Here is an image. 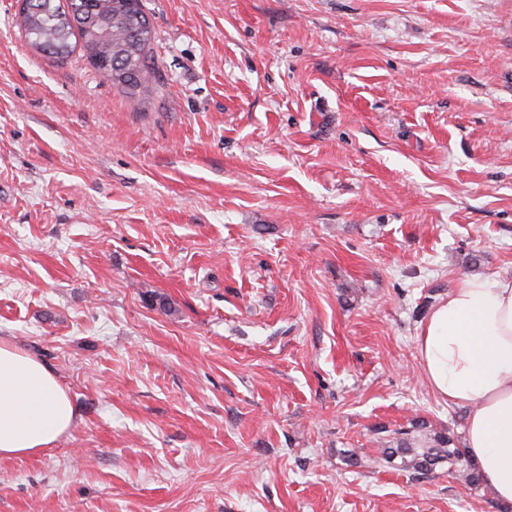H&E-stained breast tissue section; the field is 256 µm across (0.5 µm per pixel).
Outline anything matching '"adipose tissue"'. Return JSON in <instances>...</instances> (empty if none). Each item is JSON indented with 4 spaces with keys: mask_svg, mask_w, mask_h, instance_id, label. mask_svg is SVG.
Segmentation results:
<instances>
[{
    "mask_svg": "<svg viewBox=\"0 0 512 512\" xmlns=\"http://www.w3.org/2000/svg\"><path fill=\"white\" fill-rule=\"evenodd\" d=\"M416 345L431 392L465 409L464 446L512 505V277H469L430 310ZM78 412L53 370L0 337V459L52 447Z\"/></svg>",
    "mask_w": 512,
    "mask_h": 512,
    "instance_id": "1",
    "label": "adipose tissue"
}]
</instances>
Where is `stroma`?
Instances as JSON below:
<instances>
[{"label":"stroma","mask_w":512,"mask_h":512,"mask_svg":"<svg viewBox=\"0 0 512 512\" xmlns=\"http://www.w3.org/2000/svg\"><path fill=\"white\" fill-rule=\"evenodd\" d=\"M162 83L33 51L0 0V336L77 411L0 512H507L415 337L512 276V0H143Z\"/></svg>","instance_id":"stroma-1"}]
</instances>
